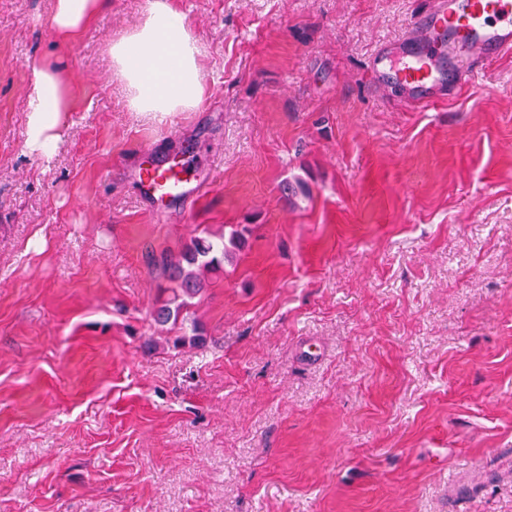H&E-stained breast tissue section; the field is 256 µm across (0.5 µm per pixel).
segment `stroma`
Masks as SVG:
<instances>
[{
    "label": "stroma",
    "instance_id": "1",
    "mask_svg": "<svg viewBox=\"0 0 512 512\" xmlns=\"http://www.w3.org/2000/svg\"><path fill=\"white\" fill-rule=\"evenodd\" d=\"M153 2L61 45L0 0V512H512V57L422 106L366 65L428 0H172L205 92L154 115L107 52ZM151 159L198 200L143 198ZM234 224L174 346L160 261ZM30 85L26 145L31 153L50 160L61 139L65 112H69V89L51 58H43L33 66Z\"/></svg>",
    "mask_w": 512,
    "mask_h": 512
}]
</instances>
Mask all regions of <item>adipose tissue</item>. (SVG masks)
I'll list each match as a JSON object with an SVG mask.
<instances>
[{
  "instance_id": "ef3b65f1",
  "label": "adipose tissue",
  "mask_w": 512,
  "mask_h": 512,
  "mask_svg": "<svg viewBox=\"0 0 512 512\" xmlns=\"http://www.w3.org/2000/svg\"><path fill=\"white\" fill-rule=\"evenodd\" d=\"M106 5V0H52L48 21L64 39L78 33ZM109 52L113 74L127 89L130 109L186 112L201 101L198 46L185 14L169 0H154L136 25L111 42ZM29 98L26 145L48 160L56 153L69 110V89L53 59L33 66Z\"/></svg>"
}]
</instances>
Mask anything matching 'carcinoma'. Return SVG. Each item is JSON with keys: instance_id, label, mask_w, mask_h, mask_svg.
Masks as SVG:
<instances>
[{"instance_id": "carcinoma-1", "label": "carcinoma", "mask_w": 512, "mask_h": 512, "mask_svg": "<svg viewBox=\"0 0 512 512\" xmlns=\"http://www.w3.org/2000/svg\"><path fill=\"white\" fill-rule=\"evenodd\" d=\"M249 228L237 225L231 228L228 238L212 239L198 236L190 240L184 250L176 256H166L161 260L163 273L175 284L172 296L158 300L153 311L154 320L160 325L168 323L176 326L183 322V311L188 300L199 294L206 286L199 271H216L222 268L224 260L236 249L245 246Z\"/></svg>"}]
</instances>
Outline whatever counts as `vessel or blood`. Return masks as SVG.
<instances>
[{
	"mask_svg": "<svg viewBox=\"0 0 512 512\" xmlns=\"http://www.w3.org/2000/svg\"><path fill=\"white\" fill-rule=\"evenodd\" d=\"M512 55V0H430L417 15L401 50L381 45L368 63L376 88L401 84L426 105L456 93L474 80L486 62ZM149 200L184 204L199 193L189 168L166 160L140 169Z\"/></svg>",
	"mask_w": 512,
	"mask_h": 512,
	"instance_id": "vessel-or-blood-1",
	"label": "vessel or blood"
}]
</instances>
